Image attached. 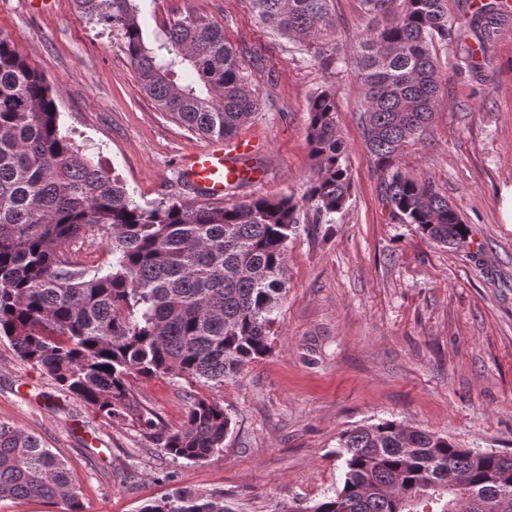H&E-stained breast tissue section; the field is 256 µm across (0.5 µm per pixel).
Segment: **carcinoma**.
<instances>
[{
    "label": "carcinoma",
    "mask_w": 512,
    "mask_h": 512,
    "mask_svg": "<svg viewBox=\"0 0 512 512\" xmlns=\"http://www.w3.org/2000/svg\"><path fill=\"white\" fill-rule=\"evenodd\" d=\"M115 34L158 108L203 138L236 134L258 102L224 29L187 15L169 30L173 52L146 44L135 0H75ZM260 20L314 56H326L332 0H251ZM374 25L361 41L358 78L368 150L400 220L453 247L467 228L430 181L402 172L405 146L423 138L442 82L435 44L453 40L448 0H361ZM497 5L472 15L490 39ZM58 92L0 34V339L60 390L109 424L132 425L175 458L203 462L224 448V407L189 397L182 428L168 430L130 379H224L269 350L285 284L288 241L299 224H329L350 198L345 145L329 91L308 106L316 176L299 200L253 197L220 207L172 201L142 206L94 164L60 121ZM112 262L90 269L69 247L99 232ZM344 457L334 495L288 512H512V453L460 448L395 421L339 433ZM37 498L84 512L67 462L40 437L0 422V500ZM139 512H226L224 498L180 490Z\"/></svg>",
    "instance_id": "obj_1"
}]
</instances>
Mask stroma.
<instances>
[{
	"instance_id": "1",
	"label": "stroma",
	"mask_w": 512,
	"mask_h": 512,
	"mask_svg": "<svg viewBox=\"0 0 512 512\" xmlns=\"http://www.w3.org/2000/svg\"><path fill=\"white\" fill-rule=\"evenodd\" d=\"M147 45L170 49L168 29L189 14L224 30L258 98L240 129L262 139L264 176L234 201L302 197L316 167L307 143L310 97L331 90L347 146L351 197L331 223L288 242L286 293L270 352L220 386L171 375L135 381L140 400L179 429L191 393L223 406L231 430L207 461L176 459L136 428L107 424L62 393L0 339V422L39 436L70 465L85 512H139L181 488L219 494L227 512H287L333 495L344 460L340 432L390 420L463 448L512 452V224L499 193L512 185V10L458 65L437 44L439 102L400 168L432 181L469 235L446 248L400 222L366 146L364 93L354 65L369 24L359 0H332L339 68L313 59L257 17L251 0H138ZM0 31L58 89L61 120L89 156L142 205L191 201L181 161L204 138L161 112L118 39L74 0L43 11L0 0Z\"/></svg>"
}]
</instances>
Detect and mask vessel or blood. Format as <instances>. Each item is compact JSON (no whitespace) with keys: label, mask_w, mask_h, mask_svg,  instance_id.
<instances>
[{"label":"vessel or blood","mask_w":512,"mask_h":512,"mask_svg":"<svg viewBox=\"0 0 512 512\" xmlns=\"http://www.w3.org/2000/svg\"><path fill=\"white\" fill-rule=\"evenodd\" d=\"M264 149L261 141L245 135L216 139L183 160L180 176L197 199L220 205L242 182L262 175L254 160Z\"/></svg>","instance_id":"obj_1"}]
</instances>
